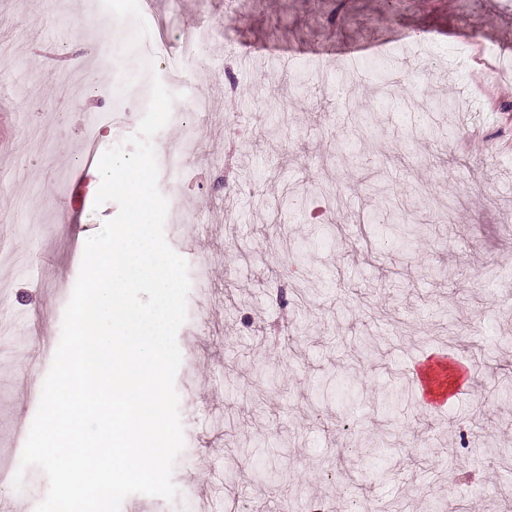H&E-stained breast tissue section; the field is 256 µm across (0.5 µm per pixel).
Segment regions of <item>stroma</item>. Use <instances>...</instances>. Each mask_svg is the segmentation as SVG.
<instances>
[{"instance_id":"obj_1","label":"stroma","mask_w":512,"mask_h":512,"mask_svg":"<svg viewBox=\"0 0 512 512\" xmlns=\"http://www.w3.org/2000/svg\"><path fill=\"white\" fill-rule=\"evenodd\" d=\"M84 0H0V111L11 146L0 154V507L35 512L48 479L18 461L59 343L64 309L88 237L118 206L65 199L78 170L96 179L83 133L113 100L65 89L58 71L98 70L94 47L107 10ZM116 61L128 74L179 64L170 119L154 140L159 189L189 222L165 225L190 268L175 377L184 447L171 501L133 494L122 512H299L308 502L347 512L348 491L409 512H505L512 473L469 463V417L487 444L512 453V96L489 110L474 88L477 50L489 81L511 85L512 0H139ZM212 41L182 59L184 32ZM211 102L203 114L192 99ZM277 99L283 112L269 110ZM371 113L367 136L348 134ZM198 142L179 177L181 123ZM484 129L489 149H457L462 129ZM412 200L417 237L395 239L384 198ZM369 292L381 320L347 308ZM447 355L469 382L446 405L419 398L406 361ZM269 404L258 407L256 389ZM234 416L241 428L224 426ZM255 445L240 454L241 436ZM386 440L377 467L351 456L359 437Z\"/></svg>"}]
</instances>
